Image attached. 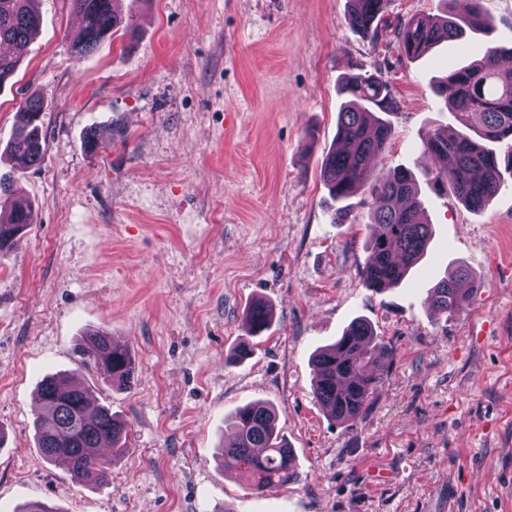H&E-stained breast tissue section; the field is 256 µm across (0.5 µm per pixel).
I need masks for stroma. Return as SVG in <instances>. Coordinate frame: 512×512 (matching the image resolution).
<instances>
[{
    "label": "stroma",
    "instance_id": "stroma-1",
    "mask_svg": "<svg viewBox=\"0 0 512 512\" xmlns=\"http://www.w3.org/2000/svg\"><path fill=\"white\" fill-rule=\"evenodd\" d=\"M138 37L75 58L81 19L40 0V30L0 89V174L19 101L43 103V157L15 195L33 222L0 256V512L34 500L59 512H512V176L473 212L435 190L421 135L452 121L434 78L512 47V0H483L488 35L410 60L390 23L439 0H386L363 38L348 0H118ZM380 74L397 110L380 167L410 169L433 228L398 288L360 275L374 203L333 221L320 176L336 140L345 73ZM122 128L89 154V128ZM476 280L462 310L434 314L446 273ZM274 313L248 359L226 363L249 305ZM357 318L394 350L363 415L336 422L312 395L311 358ZM125 344L118 391L81 362V336ZM77 377L127 425L107 482L46 461L38 387ZM272 404L298 482L257 494L219 458L235 408Z\"/></svg>",
    "mask_w": 512,
    "mask_h": 512
}]
</instances>
